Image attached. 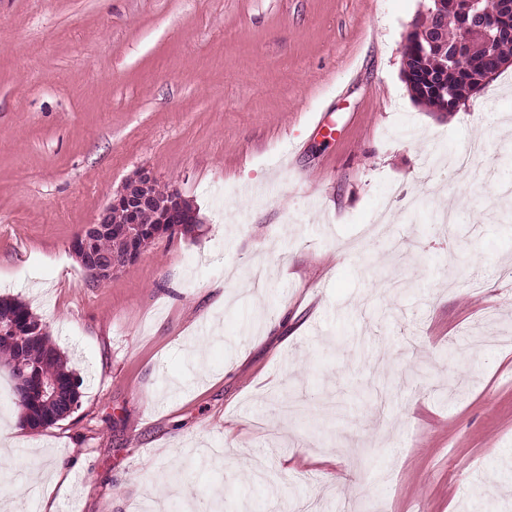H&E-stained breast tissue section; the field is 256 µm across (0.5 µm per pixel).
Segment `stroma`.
<instances>
[{"label": "stroma", "instance_id": "obj_1", "mask_svg": "<svg viewBox=\"0 0 512 512\" xmlns=\"http://www.w3.org/2000/svg\"><path fill=\"white\" fill-rule=\"evenodd\" d=\"M422 4L0 0V297L83 380L31 430L0 367L1 504L512 512V66L415 103ZM141 169L199 228L90 282L70 243ZM397 185L428 212L368 241Z\"/></svg>", "mask_w": 512, "mask_h": 512}]
</instances>
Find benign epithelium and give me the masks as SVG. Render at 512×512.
<instances>
[{
	"label": "benign epithelium",
	"mask_w": 512,
	"mask_h": 512,
	"mask_svg": "<svg viewBox=\"0 0 512 512\" xmlns=\"http://www.w3.org/2000/svg\"><path fill=\"white\" fill-rule=\"evenodd\" d=\"M437 7L442 13L453 18L456 22L458 39L454 47V60L459 67H465L469 56L470 35L474 31L483 33L490 41L512 38V0H503L499 12L494 16H487L481 7V0H436ZM436 42V36L421 27H412L406 37L403 52L412 47H423ZM507 62L493 57L486 58L483 65V78L472 85L471 93H477L481 87L501 69ZM448 75V65L442 64L439 72L429 76H422L420 70L406 72L410 87H417L424 83L436 90L445 82ZM155 178L147 170H140L125 180L113 200L102 209L96 221L89 224L80 235L71 241V249L83 255L86 265L100 279H110L126 268V261L114 257L105 260L93 250L94 238L100 233L113 230L111 214L112 208H122L128 215L127 225L123 228L129 240H142L141 229L138 227L137 216L144 210L152 209L157 201L153 193Z\"/></svg>",
	"instance_id": "1"
}]
</instances>
